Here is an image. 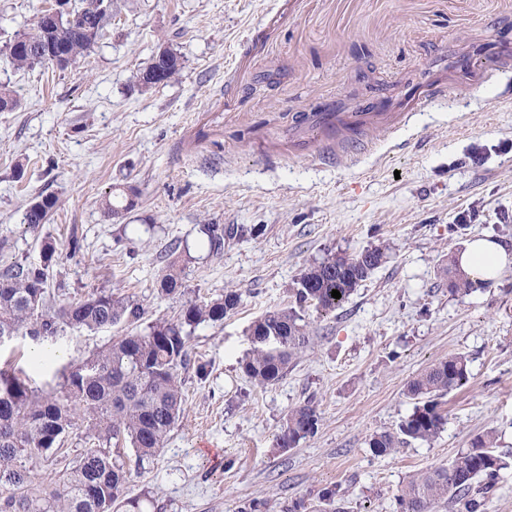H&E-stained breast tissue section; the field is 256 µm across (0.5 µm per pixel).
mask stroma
Listing matches in <instances>:
<instances>
[{
    "mask_svg": "<svg viewBox=\"0 0 512 512\" xmlns=\"http://www.w3.org/2000/svg\"><path fill=\"white\" fill-rule=\"evenodd\" d=\"M52 3L0 0V85L18 100L0 112V272L41 264L50 243V296L107 288L143 315L16 337L0 364L47 390L184 300L233 289L238 309L190 337L178 422L131 474L145 512H284L333 487L348 512H400L412 475L487 432L509 466L479 512H512V270L466 296L443 272L473 236L512 248V0H113L77 63L13 68L6 45ZM162 45L179 76L135 87ZM116 185L136 206L111 220L99 202ZM45 196L57 205L35 232L23 217ZM204 224L253 233L212 257ZM381 245L385 263L341 307L306 310L309 343L287 375L254 385L240 365L251 323L287 307L327 254ZM173 260L181 299L158 291ZM456 353L470 377L443 397L444 429L373 454L369 435L413 409L408 382ZM307 401L315 434L277 450Z\"/></svg>",
    "mask_w": 512,
    "mask_h": 512,
    "instance_id": "1",
    "label": "stroma"
}]
</instances>
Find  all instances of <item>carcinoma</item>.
Listing matches in <instances>:
<instances>
[{
	"mask_svg": "<svg viewBox=\"0 0 512 512\" xmlns=\"http://www.w3.org/2000/svg\"><path fill=\"white\" fill-rule=\"evenodd\" d=\"M83 13L61 26H46L38 20L30 31L8 47V59L17 69L45 65L37 57L45 51L80 58L96 44L86 22L96 34L112 18V0H80ZM167 59L158 64L157 83L175 78L182 69L180 56L163 48ZM57 200L43 197L37 207L29 206L24 223L37 230L46 223ZM135 201L119 186L101 200L110 219L131 212ZM200 233L209 253L219 255L224 242L240 238L248 229L238 225L203 224ZM55 249L47 246L41 266L17 264L0 273V335H28L34 339L57 333L63 325L96 330L122 321L135 322L143 314L128 297L101 290L84 301H47V269ZM386 259L385 248L377 246L350 255H329L306 269L292 289L288 307L269 311L249 327L252 344L243 361L245 375L256 385L278 383L288 366L308 342L306 308L328 314L347 301L359 284ZM448 287L455 295L475 289L459 267L446 268ZM159 290L167 296H182V268L174 262L166 267ZM337 290L341 298L331 296ZM239 293L228 290L208 302L188 301L174 321L158 320L142 333L128 334L100 351L94 361L104 365L90 376H63L56 388L33 389L19 374L0 367V512H112L121 503L136 506L126 498L130 468L125 450L131 449L135 467L153 461L164 448L183 405L179 368L184 364L188 340L201 324L224 320L240 304ZM274 334L278 342L269 344ZM469 379L468 360L457 354L441 360L415 376L407 385V396L415 400L413 412L399 431L374 432L368 439L378 455L396 452L411 441L428 442L446 424L439 398L464 386ZM319 413L307 401L288 411L276 437V447L294 448L315 433ZM84 427L96 446L87 448L67 469L58 486L47 489L34 482L36 469L53 462L54 452L77 427ZM508 468L495 451L491 433L477 436L471 446L448 463L413 475L400 489L401 512H433L446 502L451 512H477L479 499L497 483ZM338 490L322 492L324 507L316 512H346L337 499Z\"/></svg>",
	"mask_w": 512,
	"mask_h": 512,
	"instance_id": "1",
	"label": "carcinoma"
}]
</instances>
